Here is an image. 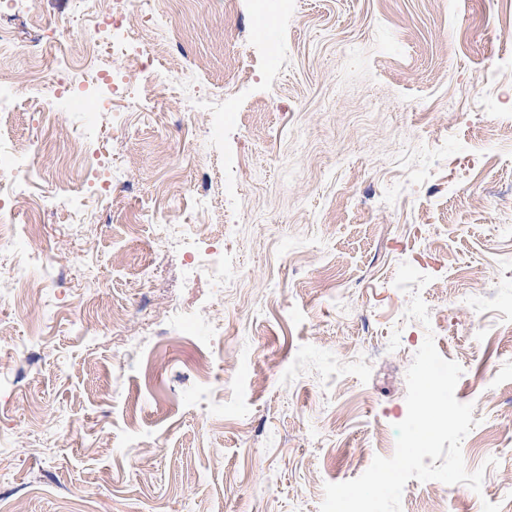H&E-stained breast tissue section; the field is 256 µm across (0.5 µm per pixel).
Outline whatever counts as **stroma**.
Wrapping results in <instances>:
<instances>
[{"mask_svg": "<svg viewBox=\"0 0 512 512\" xmlns=\"http://www.w3.org/2000/svg\"><path fill=\"white\" fill-rule=\"evenodd\" d=\"M127 22L159 56L146 100L111 34L86 62L83 0L0 6V168L28 183L0 199L22 226L0 238V512H320L393 455L429 334L485 474L446 498L409 480L402 512H512V0ZM404 262L429 324L404 317Z\"/></svg>", "mask_w": 512, "mask_h": 512, "instance_id": "obj_1", "label": "stroma"}]
</instances>
